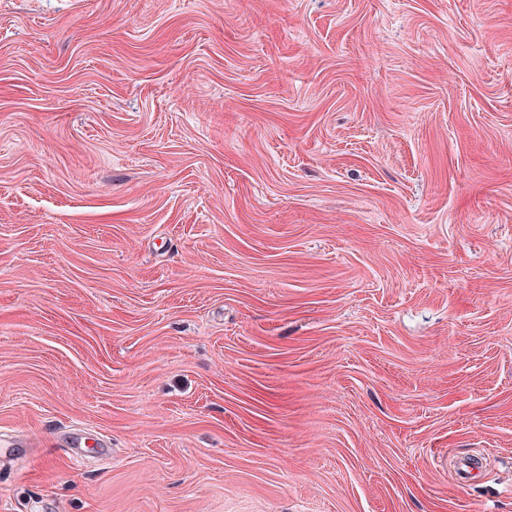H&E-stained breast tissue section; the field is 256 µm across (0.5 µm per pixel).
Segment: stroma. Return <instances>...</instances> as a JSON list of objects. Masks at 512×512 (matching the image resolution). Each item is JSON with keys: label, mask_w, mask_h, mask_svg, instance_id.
I'll return each instance as SVG.
<instances>
[{"label": "stroma", "mask_w": 512, "mask_h": 512, "mask_svg": "<svg viewBox=\"0 0 512 512\" xmlns=\"http://www.w3.org/2000/svg\"><path fill=\"white\" fill-rule=\"evenodd\" d=\"M0 512H512V0H0Z\"/></svg>", "instance_id": "stroma-1"}]
</instances>
